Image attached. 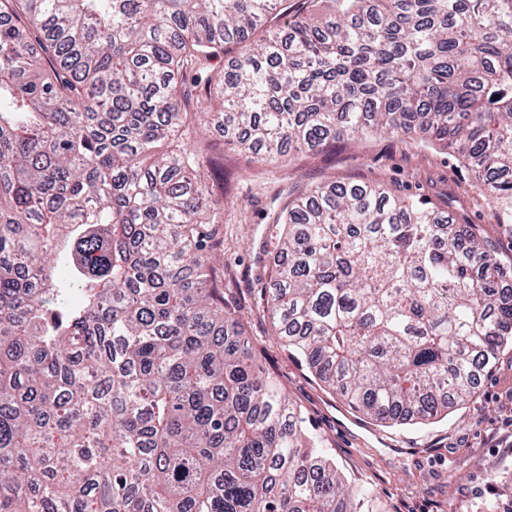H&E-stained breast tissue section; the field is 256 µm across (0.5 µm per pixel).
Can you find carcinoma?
<instances>
[{
  "label": "carcinoma",
  "mask_w": 512,
  "mask_h": 512,
  "mask_svg": "<svg viewBox=\"0 0 512 512\" xmlns=\"http://www.w3.org/2000/svg\"><path fill=\"white\" fill-rule=\"evenodd\" d=\"M325 1L279 27L288 0H0V512H374L224 305L183 115L267 165L426 135L512 224V0ZM273 224L259 309L380 423L465 402L512 339L475 224L360 181L307 185Z\"/></svg>",
  "instance_id": "cac0c4a2"
}]
</instances>
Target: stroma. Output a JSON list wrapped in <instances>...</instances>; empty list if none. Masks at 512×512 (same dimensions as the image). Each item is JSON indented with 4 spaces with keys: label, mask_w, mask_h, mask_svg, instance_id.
Here are the masks:
<instances>
[{
    "label": "stroma",
    "mask_w": 512,
    "mask_h": 512,
    "mask_svg": "<svg viewBox=\"0 0 512 512\" xmlns=\"http://www.w3.org/2000/svg\"><path fill=\"white\" fill-rule=\"evenodd\" d=\"M195 144L224 178V298L241 315L262 362L300 407L345 480L372 487L380 512H498L512 502V345L473 397L426 424L381 425L351 409L318 382L295 352L272 336L254 305L258 278L269 277L274 207L296 183L330 178L381 181L404 196L449 207L482 225L501 264L512 269V225L494 221L476 179L453 150L407 145L384 137L327 153H300L292 164H257L212 125L193 114Z\"/></svg>",
    "instance_id": "stroma-1"
}]
</instances>
